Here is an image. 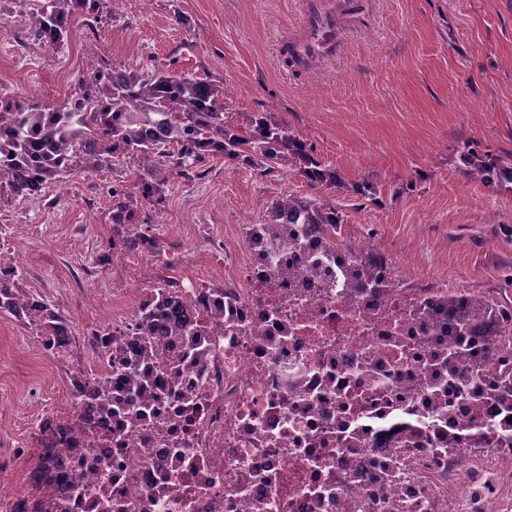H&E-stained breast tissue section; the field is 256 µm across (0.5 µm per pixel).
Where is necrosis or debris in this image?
I'll list each match as a JSON object with an SVG mask.
<instances>
[{"mask_svg": "<svg viewBox=\"0 0 512 512\" xmlns=\"http://www.w3.org/2000/svg\"><path fill=\"white\" fill-rule=\"evenodd\" d=\"M239 230L223 287L133 288L111 327L35 334L66 391L17 449L42 508L0 484V512H512V301L403 287L315 224Z\"/></svg>", "mask_w": 512, "mask_h": 512, "instance_id": "obj_1", "label": "necrosis or debris"}]
</instances>
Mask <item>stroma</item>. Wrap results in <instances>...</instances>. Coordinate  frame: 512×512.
<instances>
[{"label":"stroma","mask_w":512,"mask_h":512,"mask_svg":"<svg viewBox=\"0 0 512 512\" xmlns=\"http://www.w3.org/2000/svg\"><path fill=\"white\" fill-rule=\"evenodd\" d=\"M308 0H101L77 12L67 44L34 45L31 16L0 11V91L46 108L63 104L90 65L168 69L224 90V116L246 125L265 112L336 168L342 183L313 185L291 166L261 174L206 161L207 175H173L164 208L139 202L160 248L186 266L159 272L148 254L112 256V184L133 187L134 160L74 172L41 195H0V259L23 270V290L63 311L77 334L112 323L121 288L161 276L210 281L228 224H256L289 194L333 206L347 239L407 263V275L512 295V185L480 181L456 162L464 146L512 154V0H356L335 55L309 69L283 49ZM195 48L184 67L178 49ZM373 184L375 198L353 185ZM64 373L33 333L0 316V441L27 438L31 408L64 395Z\"/></svg>","instance_id":"1"}]
</instances>
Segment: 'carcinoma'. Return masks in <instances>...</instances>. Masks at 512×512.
<instances>
[{"instance_id": "carcinoma-1", "label": "carcinoma", "mask_w": 512, "mask_h": 512, "mask_svg": "<svg viewBox=\"0 0 512 512\" xmlns=\"http://www.w3.org/2000/svg\"><path fill=\"white\" fill-rule=\"evenodd\" d=\"M35 4L33 35L52 48L68 42L71 19L96 0H30ZM78 92L62 108L46 111L16 98L0 97V190L27 199L49 185L60 184L75 169L93 173L122 158H133L140 172L139 190L155 207L165 203L164 187L173 174L188 176L206 159L222 156L263 174L297 164L302 175L321 185L336 186V169L312 157L306 142L288 127L255 112L246 127L224 120V91L190 75L173 77L163 69L149 72L87 71ZM470 172L489 178V166L512 170V155L488 160L471 152ZM112 223L121 227L120 243L130 253L156 243L152 225L140 224L131 194L113 185ZM319 224L327 238L340 228L336 209L288 195L264 218L266 224ZM20 272L0 261V315H9L44 334L67 332L66 318L44 300L37 309L25 304L18 287Z\"/></svg>"}]
</instances>
